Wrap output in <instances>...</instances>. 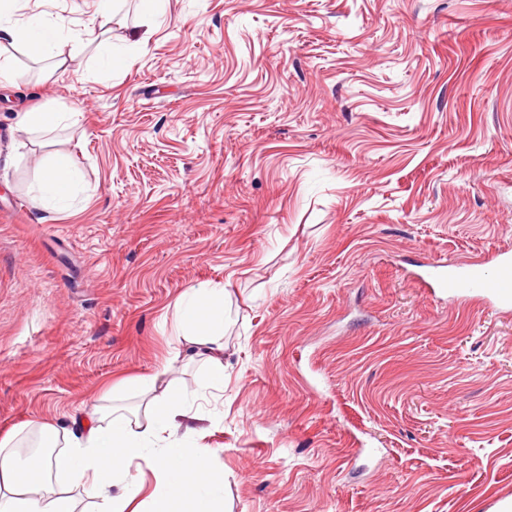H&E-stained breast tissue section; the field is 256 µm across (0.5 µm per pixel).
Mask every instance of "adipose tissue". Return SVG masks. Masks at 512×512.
I'll return each mask as SVG.
<instances>
[{
  "label": "adipose tissue",
  "mask_w": 512,
  "mask_h": 512,
  "mask_svg": "<svg viewBox=\"0 0 512 512\" xmlns=\"http://www.w3.org/2000/svg\"><path fill=\"white\" fill-rule=\"evenodd\" d=\"M27 0H0V45H20L28 57L41 62L53 57L62 40L79 45L80 31L67 29L63 18L34 14L16 19ZM141 32L133 33L122 48H109L105 68L124 66L144 49L165 12L164 0H138ZM77 180L70 159L54 154L43 169L38 199L43 206H66L76 193ZM226 288H192L176 303L177 355L200 364L208 385L224 384V300ZM119 390H135L139 401L125 413L95 405L87 412L80 436L57 445L54 423L32 424L35 450L19 457L17 433L0 438V512H78L76 491L95 498V512H125L140 502L142 512H176L180 502L192 503L191 512H223L221 480L210 464L208 449L189 447L180 437L179 417L191 410L187 394L174 381L160 382L144 375L121 381ZM144 461L157 473L152 491L131 478L129 467ZM121 496H113L114 487Z\"/></svg>",
  "instance_id": "ef3b65f1"
}]
</instances>
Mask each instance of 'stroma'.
Listing matches in <instances>:
<instances>
[{"label": "stroma", "instance_id": "stroma-1", "mask_svg": "<svg viewBox=\"0 0 512 512\" xmlns=\"http://www.w3.org/2000/svg\"><path fill=\"white\" fill-rule=\"evenodd\" d=\"M88 25L93 0H29ZM22 49L0 83V437L78 434L118 381L197 395L226 512H501L512 310L430 297L416 262L512 250V0H165ZM80 112L47 137L21 112ZM81 186L32 192L55 152ZM227 288L224 388L176 358L175 303ZM137 10L141 16V22L134 29L145 28L140 34L134 31L132 37L126 39L123 48L109 47L102 57V64L106 69L124 66L133 56L134 52L146 47L152 33L155 31L159 18L165 13L164 0H138Z\"/></svg>", "mask_w": 512, "mask_h": 512}]
</instances>
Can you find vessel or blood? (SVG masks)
<instances>
[{"label": "vessel or blood", "instance_id": "obj_1", "mask_svg": "<svg viewBox=\"0 0 512 512\" xmlns=\"http://www.w3.org/2000/svg\"><path fill=\"white\" fill-rule=\"evenodd\" d=\"M419 278L430 292L452 300L477 296L505 309L512 307V253L507 251L494 253L487 266L430 263L424 265Z\"/></svg>", "mask_w": 512, "mask_h": 512}]
</instances>
